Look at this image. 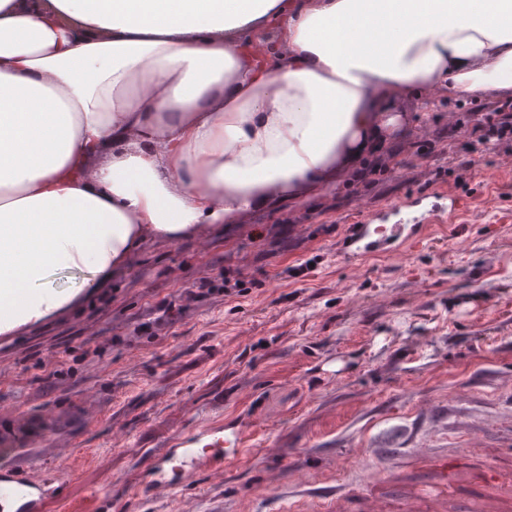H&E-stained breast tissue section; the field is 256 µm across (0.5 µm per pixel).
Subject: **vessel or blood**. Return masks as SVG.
Masks as SVG:
<instances>
[{"label": "vessel or blood", "mask_w": 512, "mask_h": 512, "mask_svg": "<svg viewBox=\"0 0 512 512\" xmlns=\"http://www.w3.org/2000/svg\"><path fill=\"white\" fill-rule=\"evenodd\" d=\"M66 437L61 416L23 414L0 423V512H47L57 498L53 479L29 477L23 469ZM241 440L236 427L223 424L176 439L164 453L147 457L146 482L152 492L171 491L191 472L223 467L241 453Z\"/></svg>", "instance_id": "b4317fda"}]
</instances>
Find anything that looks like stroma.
Here are the masks:
<instances>
[{
  "instance_id": "stroma-1",
  "label": "stroma",
  "mask_w": 512,
  "mask_h": 512,
  "mask_svg": "<svg viewBox=\"0 0 512 512\" xmlns=\"http://www.w3.org/2000/svg\"><path fill=\"white\" fill-rule=\"evenodd\" d=\"M437 93L413 100L386 160L171 242L147 235L99 292L0 346V419L63 410L76 446L31 468L61 497L98 487L99 512H512V150L477 157L456 179L461 144L415 146L487 104ZM468 199L452 209V196ZM442 207L418 246L351 254L353 225H389ZM230 269V294L179 300L199 269ZM69 350L58 377L47 365ZM239 425L245 451L221 470L152 494L137 475L175 438ZM467 457L501 476L462 480L436 499V459Z\"/></svg>"
}]
</instances>
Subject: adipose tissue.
<instances>
[{"label": "adipose tissue", "instance_id": "ef3b65f1", "mask_svg": "<svg viewBox=\"0 0 512 512\" xmlns=\"http://www.w3.org/2000/svg\"><path fill=\"white\" fill-rule=\"evenodd\" d=\"M434 91L512 97V0H0V335L147 235L323 188Z\"/></svg>", "mask_w": 512, "mask_h": 512}]
</instances>
